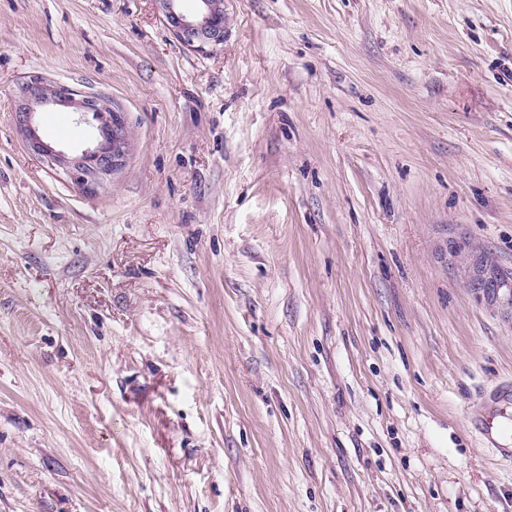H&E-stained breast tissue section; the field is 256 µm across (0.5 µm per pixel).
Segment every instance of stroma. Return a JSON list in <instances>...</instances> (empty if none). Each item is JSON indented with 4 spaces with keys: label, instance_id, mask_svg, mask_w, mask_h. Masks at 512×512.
Here are the masks:
<instances>
[{
    "label": "stroma",
    "instance_id": "stroma-1",
    "mask_svg": "<svg viewBox=\"0 0 512 512\" xmlns=\"http://www.w3.org/2000/svg\"><path fill=\"white\" fill-rule=\"evenodd\" d=\"M224 19L0 0V512H512V0ZM35 76L124 112L96 193ZM164 21L186 46L199 52L224 43V0H203L205 11L186 10L182 0H155ZM33 78L25 84L26 90L18 104L17 121L26 138L27 147L35 154L47 159L51 164L66 168L72 180L82 185L86 192L97 191L101 180L114 175L126 162L129 130L123 112L112 108V112L97 111L101 99L93 94H80L69 88L64 96L55 102L46 99V83ZM74 112H80L83 119L90 114L97 121L96 133L81 148L67 153L44 142L37 134L35 118L39 108L65 101ZM101 136H104L101 139ZM493 405H501L492 411V405L486 404L475 414V423L484 442L490 448H496L505 457L512 458V423L499 420L498 417L512 406V387L508 385L497 389L492 395Z\"/></svg>",
    "mask_w": 512,
    "mask_h": 512
}]
</instances>
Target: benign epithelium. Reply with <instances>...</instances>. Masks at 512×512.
<instances>
[{
	"mask_svg": "<svg viewBox=\"0 0 512 512\" xmlns=\"http://www.w3.org/2000/svg\"><path fill=\"white\" fill-rule=\"evenodd\" d=\"M156 2L164 21L183 44L203 53L224 43V0H205L207 9L204 11L186 10L182 8V0ZM45 86L42 79H31L18 104L17 121L27 147L50 163L65 167L72 180L93 193L104 177L115 174L125 165L129 139L125 115L115 109L99 112V96L68 90L55 104L64 102L82 117L92 116L97 126L96 133L84 146L67 153L43 141L36 131L38 109L49 104Z\"/></svg>",
	"mask_w": 512,
	"mask_h": 512,
	"instance_id": "benign-epithelium-1",
	"label": "benign epithelium"
}]
</instances>
